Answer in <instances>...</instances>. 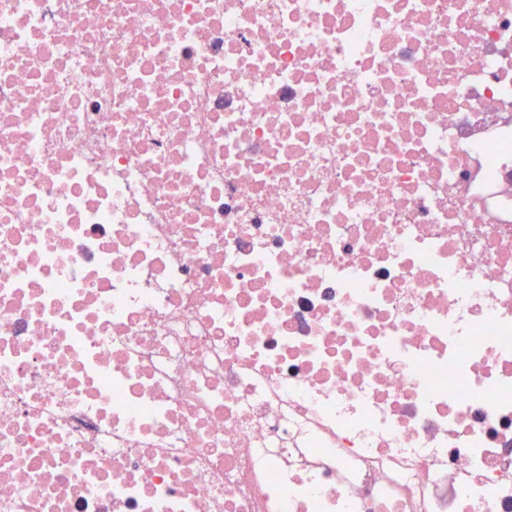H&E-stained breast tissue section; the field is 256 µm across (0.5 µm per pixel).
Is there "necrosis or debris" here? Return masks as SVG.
I'll use <instances>...</instances> for the list:
<instances>
[{"mask_svg":"<svg viewBox=\"0 0 512 512\" xmlns=\"http://www.w3.org/2000/svg\"><path fill=\"white\" fill-rule=\"evenodd\" d=\"M0 512H512V0H0Z\"/></svg>","mask_w":512,"mask_h":512,"instance_id":"necrosis-or-debris-1","label":"necrosis or debris"}]
</instances>
